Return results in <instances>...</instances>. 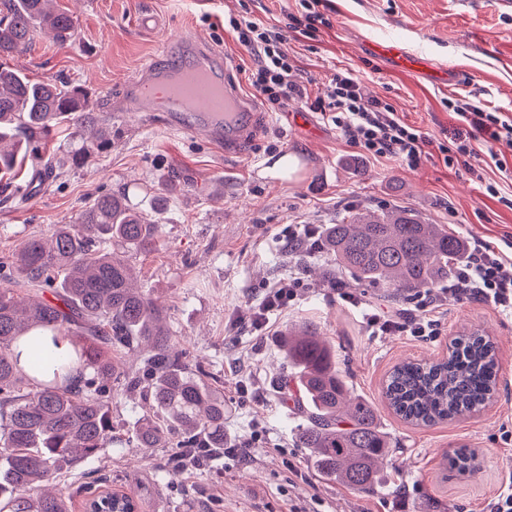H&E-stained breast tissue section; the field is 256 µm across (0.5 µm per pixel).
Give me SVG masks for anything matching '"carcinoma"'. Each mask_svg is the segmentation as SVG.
Instances as JSON below:
<instances>
[{
    "label": "carcinoma",
    "instance_id": "carcinoma-1",
    "mask_svg": "<svg viewBox=\"0 0 512 512\" xmlns=\"http://www.w3.org/2000/svg\"><path fill=\"white\" fill-rule=\"evenodd\" d=\"M54 0H0V197L27 198L18 178L24 160L46 172L82 165L112 148V126L79 87L30 80L4 63L27 51L34 30H48L60 45L75 35L73 18ZM61 130L91 133L90 144L47 157L46 141ZM159 225L144 217L126 193H102L75 223L45 241L33 237L0 262V512H70L69 498L49 486L54 475L112 444V385L145 387L163 414L147 416L136 440L147 448L174 444L171 470L224 454V398L190 371L171 344L165 310L132 287L126 258L150 252ZM338 273L324 281L341 288L340 272L399 297L436 287L465 258L457 234L400 210L349 214L316 241ZM53 290L55 300L36 296ZM44 348L40 362L23 367L20 344ZM288 363L307 403L297 434L317 472L359 494L380 490L382 462L395 454L368 400L351 395L336 366V350L308 325L285 340ZM136 350L139 362L120 368L118 350ZM496 347L471 332L456 337L435 362L405 360L387 376L383 396L395 415L432 425L480 410L498 377ZM480 466L476 450L462 446L449 458L460 473Z\"/></svg>",
    "mask_w": 512,
    "mask_h": 512
}]
</instances>
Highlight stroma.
Here are the masks:
<instances>
[{"mask_svg":"<svg viewBox=\"0 0 512 512\" xmlns=\"http://www.w3.org/2000/svg\"><path fill=\"white\" fill-rule=\"evenodd\" d=\"M57 3L74 18L71 42L61 48L50 35H38L12 64L31 80L86 89L112 127V149L49 178L37 201L1 204L0 258L30 237L47 238L75 223L97 194L128 191L132 203L160 222L155 250L127 255L137 271L134 286L164 301L172 343L224 396L226 444L252 458L244 464L228 457L177 479L162 475L158 466L170 449L144 448L135 438L139 419L152 412L150 401L118 389L111 447L70 469L65 482L138 488V512H394L403 499L409 512H482L512 478V445L502 438L504 427H512V316L481 301L450 300L439 309L437 337L374 336L343 291L312 273L267 336L235 322L262 286L295 273L281 240L290 225L322 229L349 211L388 207L445 225L464 241L483 238L512 250V208L503 203L512 195V152L502 158L506 172L493 176L501 192L496 199L463 167L444 166L435 156L413 169L361 157L303 99L269 111L253 97L244 74L252 60L223 29L224 16L245 6L265 24L282 26L303 18L302 0ZM320 11L326 25L314 35L290 37L287 45L309 95L322 93L334 71L355 70L367 95L391 104L436 144L449 142L459 126L449 102L512 116V11L499 0H324ZM146 12L157 19V30L139 25ZM160 30L190 31L231 59L232 76L258 116L241 156H225L202 135L167 129L160 102L145 112L118 111L125 83L154 55ZM388 34L422 51L432 68L455 66L457 81L415 74L379 57L373 43ZM285 154L297 160L288 175L272 167ZM161 184L166 201L157 213L145 190ZM308 323L335 347L350 389L375 404L395 442L388 486L376 494L322 479L297 443L305 417L278 384L293 373L283 341ZM474 330L497 349L500 381L490 403L429 427L405 423L387 408L381 390L394 365L443 357L454 338ZM463 445L481 460L470 475L446 465L447 455Z\"/></svg>","mask_w":512,"mask_h":512,"instance_id":"1","label":"stroma"}]
</instances>
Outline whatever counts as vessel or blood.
<instances>
[{
  "label": "vessel or blood",
  "instance_id": "b4317fda",
  "mask_svg": "<svg viewBox=\"0 0 512 512\" xmlns=\"http://www.w3.org/2000/svg\"><path fill=\"white\" fill-rule=\"evenodd\" d=\"M231 61L194 36L163 38L160 58L131 78L121 107L142 111L157 86H166L165 121L173 128L208 134L225 154L238 155L255 131L247 99L228 77Z\"/></svg>",
  "mask_w": 512,
  "mask_h": 512
}]
</instances>
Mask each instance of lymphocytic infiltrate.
Listing matches in <instances>:
<instances>
[{"label":"lymphocytic infiltrate","instance_id":"1","mask_svg":"<svg viewBox=\"0 0 512 512\" xmlns=\"http://www.w3.org/2000/svg\"><path fill=\"white\" fill-rule=\"evenodd\" d=\"M224 26L253 59L250 86L270 110L281 109L290 98L306 97L305 88L296 81L297 66L283 49L291 26L258 23L247 10L228 14ZM308 108L334 125L340 137L362 156L388 158L410 168L419 167L430 157V141L425 133L401 118L391 105L365 98L360 81L352 72L333 74L324 94L311 100ZM453 112L465 129L451 144L439 145L444 165L472 169L479 158L476 144L480 141L512 150V118L505 119L470 104L454 107ZM302 286L301 278L295 276L263 286L262 297L248 319L250 326L263 334L270 332L272 316L285 309ZM447 298L459 302L479 300L512 316V258L493 243L479 239L468 246L465 262L457 267L446 287L415 296L414 313L400 315L378 307L369 309L356 297L351 303L361 309L373 334L392 333L426 340L438 335L435 311Z\"/></svg>","mask_w":512,"mask_h":512}]
</instances>
